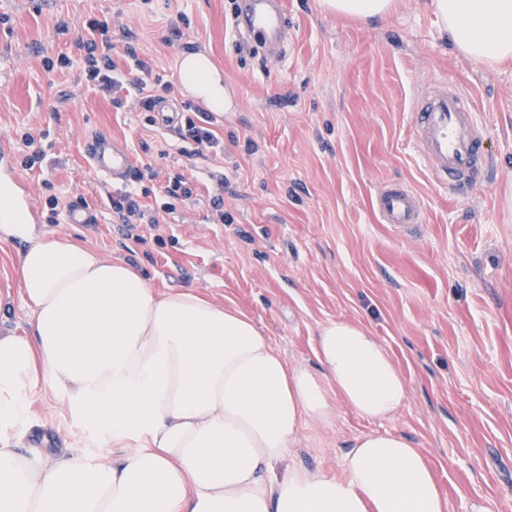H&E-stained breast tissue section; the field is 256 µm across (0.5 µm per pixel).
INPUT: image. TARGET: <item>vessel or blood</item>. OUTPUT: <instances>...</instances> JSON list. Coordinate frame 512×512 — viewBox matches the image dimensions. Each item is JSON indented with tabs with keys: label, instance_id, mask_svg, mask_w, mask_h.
<instances>
[{
	"label": "vessel or blood",
	"instance_id": "obj_1",
	"mask_svg": "<svg viewBox=\"0 0 512 512\" xmlns=\"http://www.w3.org/2000/svg\"><path fill=\"white\" fill-rule=\"evenodd\" d=\"M287 18L285 0H237L232 22L236 30L258 32L268 45L279 44ZM412 134L419 155L431 179L449 194L473 189L482 183L490 168L485 148L487 126L473 98L461 87L437 83L416 95L412 103ZM87 163L99 184L107 189L126 183L132 161L124 144L110 135H91L86 145ZM15 150L9 139H0V180L10 184L14 206L35 224L40 213L24 176L14 166ZM374 209L380 223L389 225L398 235L417 238L425 221L423 201L406 183L388 184L374 197ZM67 224H95L96 208L78 202L63 212Z\"/></svg>",
	"mask_w": 512,
	"mask_h": 512
}]
</instances>
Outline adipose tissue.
<instances>
[{"label":"adipose tissue","mask_w":512,"mask_h":512,"mask_svg":"<svg viewBox=\"0 0 512 512\" xmlns=\"http://www.w3.org/2000/svg\"><path fill=\"white\" fill-rule=\"evenodd\" d=\"M442 35L468 59H512V0H432ZM179 74L208 109L224 80L188 58ZM0 233L20 256L32 336L0 331V428L23 432L51 391L98 440L104 462L0 442V512H448L424 451L400 433L356 437L343 478L303 467L275 477L303 423L332 426L333 397L368 420L396 417L407 383L363 325L331 320L316 368L288 365L243 312L191 291L160 292L95 249L36 234L8 200Z\"/></svg>","instance_id":"ef3b65f1"}]
</instances>
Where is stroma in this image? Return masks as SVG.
<instances>
[{"mask_svg": "<svg viewBox=\"0 0 512 512\" xmlns=\"http://www.w3.org/2000/svg\"><path fill=\"white\" fill-rule=\"evenodd\" d=\"M285 52L269 55L231 27L234 0H0V135L45 132L53 164L27 172L37 204L49 194L100 206L93 225L40 222L141 272L160 291H194L249 314L288 364L315 366L313 338L330 320L366 324L407 382L392 419L369 421L346 404L333 426L303 424L277 469L343 477L341 457L359 435L398 432L423 449L448 494V512L490 497L512 512V63L472 62L440 33L431 0H397L367 22L324 12L318 0H287ZM111 20L116 47L133 40L163 80L179 83V57L211 55L224 75L217 113L224 155L143 153L167 130L135 105L116 111L76 85L91 19ZM70 31L58 34V20ZM182 36L163 37L169 27ZM67 55L70 69L46 70ZM470 92L488 126L493 165L463 195L431 181L411 135L412 101L427 84ZM105 131L147 158L160 180L197 176L198 199L178 204L162 234L129 239L103 208L84 141ZM223 170V183L210 177ZM390 182L411 184L425 205L420 238L379 222L372 201ZM233 216L208 220L210 200ZM25 241L0 242V329L33 333L21 299ZM22 447L90 458L113 448L93 440L59 398L33 395Z\"/></svg>", "mask_w": 512, "mask_h": 512, "instance_id": "35a3bbf8", "label": "stroma"}]
</instances>
